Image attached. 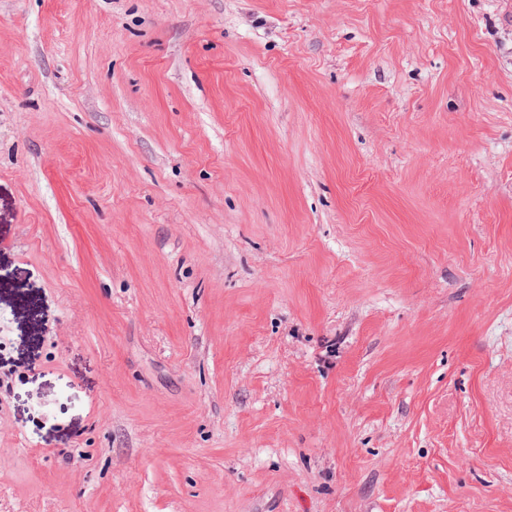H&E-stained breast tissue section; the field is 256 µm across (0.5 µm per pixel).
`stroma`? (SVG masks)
<instances>
[{"mask_svg": "<svg viewBox=\"0 0 512 512\" xmlns=\"http://www.w3.org/2000/svg\"><path fill=\"white\" fill-rule=\"evenodd\" d=\"M0 512H512V0H0Z\"/></svg>", "mask_w": 512, "mask_h": 512, "instance_id": "35a3bbf8", "label": "stroma"}]
</instances>
